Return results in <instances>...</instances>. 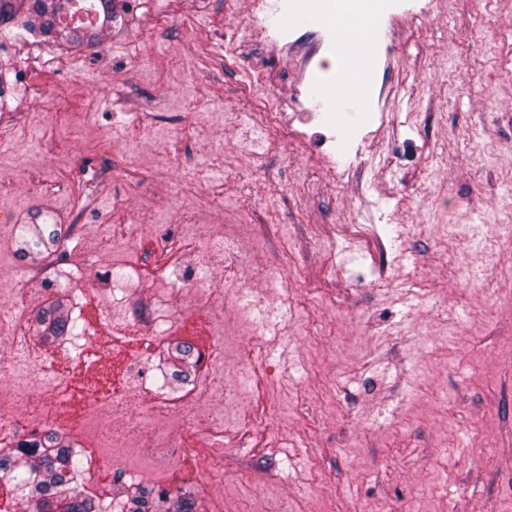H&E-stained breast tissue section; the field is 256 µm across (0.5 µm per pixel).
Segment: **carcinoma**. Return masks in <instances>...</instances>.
<instances>
[{"label": "carcinoma", "mask_w": 512, "mask_h": 512, "mask_svg": "<svg viewBox=\"0 0 512 512\" xmlns=\"http://www.w3.org/2000/svg\"><path fill=\"white\" fill-rule=\"evenodd\" d=\"M94 10L96 27L109 32L115 19L114 0H0V41L22 29L34 37L61 45L91 42L84 28L64 22L80 10ZM69 231L62 224H24L17 236V253L34 263L42 262L64 246ZM40 335L61 340L74 328L63 305L52 304L35 316ZM194 344L183 341L174 348L172 376L185 381L196 366ZM82 460L57 432L29 434L13 449L0 453V482L29 507V512H104L80 489ZM119 512H197L196 499L183 489L137 484L117 494Z\"/></svg>", "instance_id": "cac0c4a2"}]
</instances>
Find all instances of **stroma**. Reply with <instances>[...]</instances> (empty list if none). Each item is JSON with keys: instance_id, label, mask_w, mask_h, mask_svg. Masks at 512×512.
<instances>
[{"instance_id": "obj_1", "label": "stroma", "mask_w": 512, "mask_h": 512, "mask_svg": "<svg viewBox=\"0 0 512 512\" xmlns=\"http://www.w3.org/2000/svg\"><path fill=\"white\" fill-rule=\"evenodd\" d=\"M248 0H116L119 22L100 47L69 48L26 35L0 44V78L53 68L32 91L0 101V405L31 427L71 437L83 422L103 456L151 439L203 430L223 417L237 370L210 377L185 410L112 405L128 376L112 357L126 319L112 267L137 259L117 228L149 245L163 226L195 219L192 243L251 218L273 225V246L244 253L245 279L263 286L287 266L299 315L288 351L268 349L277 380L259 449L272 476L262 491L202 472L179 476L198 512L228 498L251 512H512V0H407L390 29V59L370 82L384 113L360 158L386 162L359 176L348 155L324 156L325 127L301 141L239 144L240 113L288 98L287 51L240 32L224 41ZM260 65L262 83L243 82ZM70 225L67 257L50 285L18 287L14 239L30 211ZM387 265L390 287L373 286ZM61 299L76 322L56 342L36 337L12 356L20 305ZM203 346L193 317L160 342L126 338L161 385L176 342Z\"/></svg>"}]
</instances>
